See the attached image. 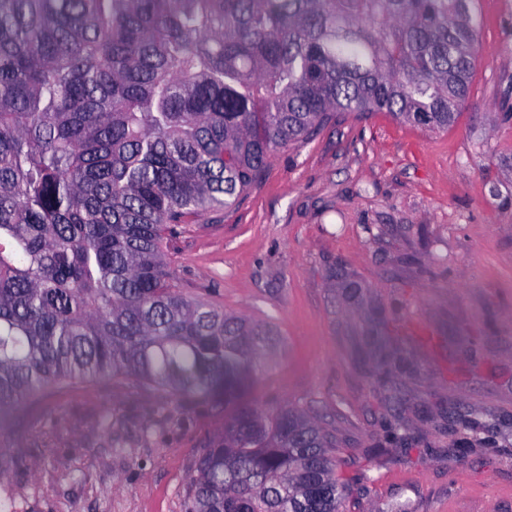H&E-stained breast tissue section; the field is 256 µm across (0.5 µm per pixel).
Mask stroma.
<instances>
[{
	"mask_svg": "<svg viewBox=\"0 0 512 512\" xmlns=\"http://www.w3.org/2000/svg\"><path fill=\"white\" fill-rule=\"evenodd\" d=\"M479 10L451 129L338 116L171 243L182 293L276 327L249 399L334 436L348 512H512V0ZM220 424L132 379L48 391L0 412V500L184 512L195 450Z\"/></svg>",
	"mask_w": 512,
	"mask_h": 512,
	"instance_id": "obj_1",
	"label": "stroma"
}]
</instances>
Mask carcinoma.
<instances>
[{
	"label": "carcinoma",
	"mask_w": 512,
	"mask_h": 512,
	"mask_svg": "<svg viewBox=\"0 0 512 512\" xmlns=\"http://www.w3.org/2000/svg\"><path fill=\"white\" fill-rule=\"evenodd\" d=\"M478 0H0V410L133 378L205 405L184 512H343L331 440L247 400L276 328L180 293L174 225L342 112L465 106Z\"/></svg>",
	"instance_id": "obj_1"
}]
</instances>
